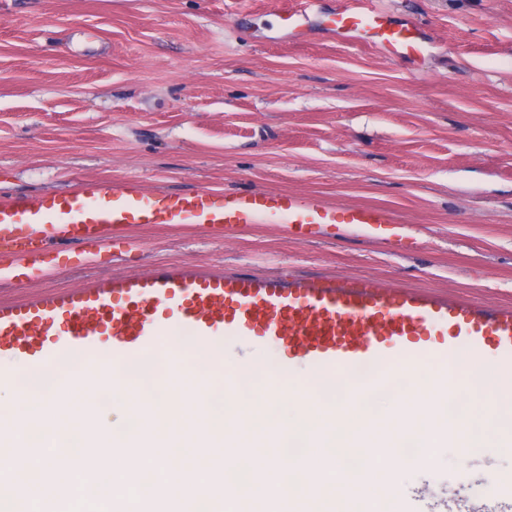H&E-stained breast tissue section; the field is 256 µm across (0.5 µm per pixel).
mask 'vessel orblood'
<instances>
[{
	"mask_svg": "<svg viewBox=\"0 0 512 512\" xmlns=\"http://www.w3.org/2000/svg\"><path fill=\"white\" fill-rule=\"evenodd\" d=\"M318 0H281L278 17L290 36L302 32ZM381 0H336L324 24L349 46H368L412 62L424 55L428 34L415 15L386 13ZM288 218L295 241L354 224L370 235L401 234L404 223L388 210L340 206L283 191L222 194L210 190L155 193L139 183L89 182L74 192L0 199V255H13L26 281L45 278L27 263L34 242L84 243L148 224H202L231 230L265 216ZM198 340L231 334L279 345L278 390L294 386L296 363L346 374L352 397L389 382L400 363L436 364L434 381L451 383L467 346L471 365L512 374V305L481 304L457 295L385 285L361 277L272 278L203 272L170 264L142 276L56 291L21 303L0 302V358L49 372L79 351L77 380L123 377L133 361L156 352L171 327ZM374 365L367 380L357 368ZM415 512H512V492L484 501L468 496L431 500L410 495Z\"/></svg>",
	"mask_w": 512,
	"mask_h": 512,
	"instance_id": "b4317fda",
	"label": "vessel or blood"
}]
</instances>
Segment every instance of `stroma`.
<instances>
[{"mask_svg": "<svg viewBox=\"0 0 512 512\" xmlns=\"http://www.w3.org/2000/svg\"><path fill=\"white\" fill-rule=\"evenodd\" d=\"M279 0H5L0 5V198L137 181L157 192L274 189L380 206L403 239L296 242L287 217L221 235L145 225L100 243L51 244L45 280L0 278V302L190 263L227 273L356 276L512 304V0H389L433 44L419 64L352 49L321 0L293 42ZM224 354L282 349L225 336ZM488 448L408 471L402 493L494 500L512 477L497 444L499 387L474 377Z\"/></svg>", "mask_w": 512, "mask_h": 512, "instance_id": "1", "label": "stroma"}]
</instances>
